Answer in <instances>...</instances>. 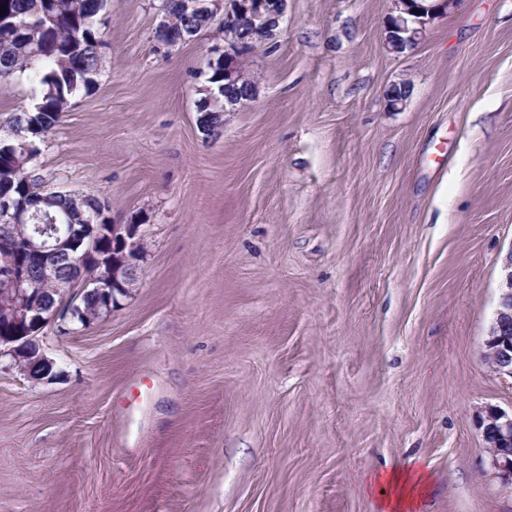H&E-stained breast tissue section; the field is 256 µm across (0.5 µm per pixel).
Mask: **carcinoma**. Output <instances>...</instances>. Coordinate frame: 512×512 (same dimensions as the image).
Masks as SVG:
<instances>
[{"label":"carcinoma","instance_id":"carcinoma-1","mask_svg":"<svg viewBox=\"0 0 512 512\" xmlns=\"http://www.w3.org/2000/svg\"><path fill=\"white\" fill-rule=\"evenodd\" d=\"M2 6L5 15L0 16V26L19 24L25 32L18 39L0 40V80L17 73L26 76L35 99L31 108L14 116L9 128L23 131L38 122L48 133L72 96L94 84L100 69L96 48L103 43L100 26L106 0H0ZM162 11L171 23L155 28L158 42L174 45L207 26L205 13L187 14L181 0H164ZM206 82L200 116L206 128L214 131L222 123L224 98L238 97L243 90L224 85V65L219 60L209 64ZM40 185L22 142H16L12 154H0V193L19 197L34 193ZM89 207L87 201L61 195L49 211L58 224H79L88 217Z\"/></svg>","mask_w":512,"mask_h":512}]
</instances>
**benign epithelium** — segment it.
<instances>
[{
    "label": "benign epithelium",
    "mask_w": 512,
    "mask_h": 512,
    "mask_svg": "<svg viewBox=\"0 0 512 512\" xmlns=\"http://www.w3.org/2000/svg\"><path fill=\"white\" fill-rule=\"evenodd\" d=\"M392 11L384 26V42L392 52L418 44L427 27L447 16L454 0H391ZM235 9L224 15V46H215L211 54L224 61V79L241 83L248 99L256 96V81L245 68V59L262 43L243 36L249 24L260 23L268 40L277 35L287 0H229ZM0 210L9 216L3 242L10 247L0 252V316L18 326L15 335L0 338V357L31 381L56 376L55 362L41 349L40 334L55 323L67 333L88 329V321L77 318L83 290L91 287L106 302L112 315L113 293H129L136 283L143 257V237L137 224H114L103 221L106 209L97 202L96 210L82 224H69L66 230L54 225L48 229L29 224L30 207L0 198ZM40 261L41 282L51 286L50 293L34 290L28 263ZM501 297L494 325L486 342L487 361L492 373L512 381V252L502 267ZM45 367L38 375L30 373L28 361ZM484 439L491 464L499 473L512 479V412L490 410L481 417Z\"/></svg>",
    "instance_id": "benign-epithelium-1"
}]
</instances>
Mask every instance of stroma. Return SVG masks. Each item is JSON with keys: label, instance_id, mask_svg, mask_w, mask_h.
Returning a JSON list of instances; mask_svg holds the SVG:
<instances>
[{"label": "stroma", "instance_id": "stroma-1", "mask_svg": "<svg viewBox=\"0 0 512 512\" xmlns=\"http://www.w3.org/2000/svg\"><path fill=\"white\" fill-rule=\"evenodd\" d=\"M162 0H107L97 83L40 144L46 189L136 224L111 316L49 325L56 376L0 363V512H512L480 417L512 410L485 341L512 251V0H455L387 51L390 0H288L256 97L204 135L208 49ZM409 83L406 104L386 92ZM163 14L170 18V24L164 27L158 26L154 31V38L157 42H164L175 45L182 40L183 34L186 37L196 36L207 26L206 17L208 10H203L198 15L187 14L181 0H165L162 8ZM191 38V37H189ZM187 39H184L185 42ZM426 479L427 474L423 467L411 466L405 467L403 470H393L388 475H377L368 486L371 488L386 484L389 489H394L392 495L384 493L383 490L380 491L383 496L378 503L379 510L412 512L420 506L419 489L426 483Z\"/></svg>", "mask_w": 512, "mask_h": 512}]
</instances>
